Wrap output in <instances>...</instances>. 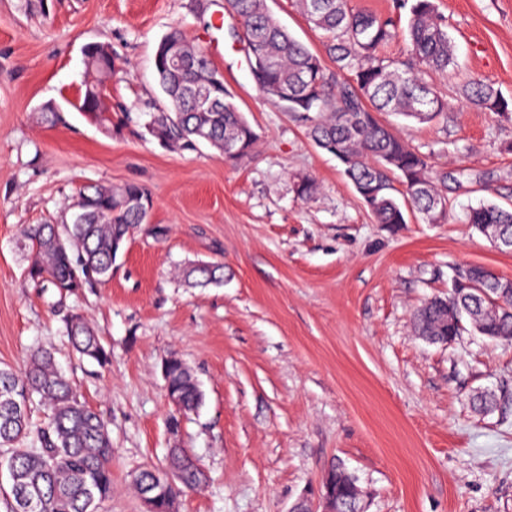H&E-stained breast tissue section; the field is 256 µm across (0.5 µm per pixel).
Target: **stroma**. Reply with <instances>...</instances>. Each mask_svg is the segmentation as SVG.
Returning a JSON list of instances; mask_svg holds the SVG:
<instances>
[{
    "label": "stroma",
    "instance_id": "35a3bbf8",
    "mask_svg": "<svg viewBox=\"0 0 512 512\" xmlns=\"http://www.w3.org/2000/svg\"><path fill=\"white\" fill-rule=\"evenodd\" d=\"M434 4L456 66L427 79L448 112L379 119L446 176L448 221L409 210L405 223L379 224L307 123L257 92L224 0H0V364L19 370L52 349L107 419L112 496L100 512H146L131 476L165 468L172 448L207 474L176 512H291L337 461L367 512H512V340L468 326L443 346L411 324L470 266L512 280V251L465 221L480 203L512 205V119L461 95L476 78L512 100V0ZM175 26L258 134L248 156L229 162L145 132L162 97L154 49ZM90 43L116 66L103 78L108 123L78 108ZM303 180L315 185L306 198ZM128 183L147 187L153 207L111 279L66 298L27 280L24 227L69 220L89 185ZM202 261L223 263V284L186 286L180 270ZM71 310L111 346L109 365L72 352ZM173 355L204 393L176 433L162 374ZM480 392L492 409L473 408Z\"/></svg>",
    "mask_w": 512,
    "mask_h": 512
}]
</instances>
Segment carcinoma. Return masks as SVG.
Masks as SVG:
<instances>
[{
	"instance_id": "carcinoma-1",
	"label": "carcinoma",
	"mask_w": 512,
	"mask_h": 512,
	"mask_svg": "<svg viewBox=\"0 0 512 512\" xmlns=\"http://www.w3.org/2000/svg\"><path fill=\"white\" fill-rule=\"evenodd\" d=\"M317 2L315 11L310 10L311 0H296V5L323 36L325 53L335 63L332 70L326 68L320 54L274 18L267 0H224V10L242 21L247 40L274 61L257 90L305 120H312V112L321 116L310 127L311 139L333 156L338 149L344 152L345 158L339 162L349 181L376 187L371 213L378 223H406L394 195L395 178L426 223H447L448 198L427 157L378 118L382 112H397L427 123L448 110V102L421 77L424 71L446 73L455 66L446 19L438 14L433 0H401L400 7L407 10L404 27L399 17L355 12L349 0ZM400 37L409 44L406 58L380 55L383 46ZM168 38L163 35L154 51L153 66L163 101L155 105L146 132L166 145L192 149L201 130L206 129L212 147L218 150L227 141L238 144L239 153L226 155L224 160L247 156L256 143V133L233 95L224 94L220 112L195 109L191 90L205 79L211 65L201 63L198 48L188 42L184 32H179L173 44L183 57L182 66L171 69L156 63ZM87 66L100 73L113 71L98 44L90 49ZM285 89L289 95L286 102L280 97ZM462 94L468 103L486 112L512 116V104L489 82L473 79L463 86ZM80 110L95 115L104 112L98 85H86ZM138 197L149 199L151 195L137 184L119 189L91 186L73 203L86 213L83 223L36 224L24 229V247L31 254L27 279L61 295L108 280L114 263L112 251L125 246L131 234L146 223L133 205ZM466 221L478 229L494 224L504 238L512 240V208L483 203L469 210ZM471 273L483 292L460 288L445 299L425 303L414 315L419 335H458V329L443 321L448 304L475 312L473 327L481 335L512 338V291L496 287L498 277L483 266L471 268ZM183 277L190 287L219 284L224 266L198 263L184 270ZM65 331L80 357L101 365L110 362L111 350L84 315H68ZM165 364L167 393L179 405V412H170L168 421L179 424L202 406L204 395L181 359L172 356ZM35 401L47 410V421L40 426L29 420ZM0 448L10 449L8 455H0V469L17 473L24 491L21 497L10 491L9 512H99L100 505L112 496L108 424L80 397L47 349L34 351L21 375L8 365L0 366ZM182 458L183 449L172 448L169 472L144 468L133 475V486L140 497L149 498L152 512H171L179 497L203 484L200 473L182 466ZM358 493L356 477L336 473V495L347 505L346 512H357Z\"/></svg>"
}]
</instances>
